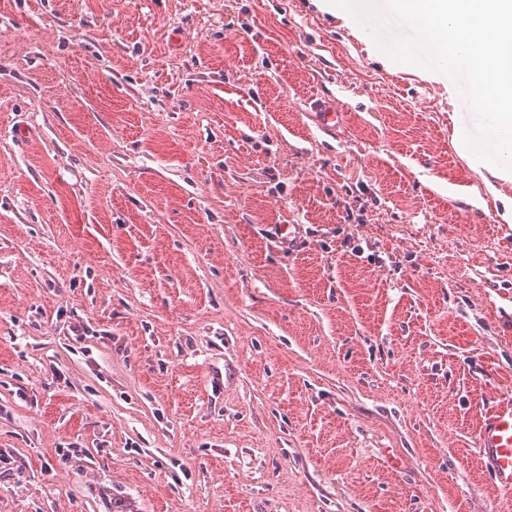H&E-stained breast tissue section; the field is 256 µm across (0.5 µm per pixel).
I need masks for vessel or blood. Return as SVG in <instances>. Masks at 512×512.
Wrapping results in <instances>:
<instances>
[{
    "label": "vessel or blood",
    "mask_w": 512,
    "mask_h": 512,
    "mask_svg": "<svg viewBox=\"0 0 512 512\" xmlns=\"http://www.w3.org/2000/svg\"><path fill=\"white\" fill-rule=\"evenodd\" d=\"M318 122L325 130L340 126L342 113L336 106L314 98L309 102ZM478 446L485 465L495 482L512 488V398H501L490 408L478 432Z\"/></svg>",
    "instance_id": "obj_1"
}]
</instances>
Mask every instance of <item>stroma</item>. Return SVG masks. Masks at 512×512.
Here are the masks:
<instances>
[{
	"instance_id": "35a3bbf8",
	"label": "stroma",
	"mask_w": 512,
	"mask_h": 512,
	"mask_svg": "<svg viewBox=\"0 0 512 512\" xmlns=\"http://www.w3.org/2000/svg\"><path fill=\"white\" fill-rule=\"evenodd\" d=\"M466 123L322 0H0V512H512ZM308 105L312 112L317 113L318 122L323 129L334 131L342 124L343 115L336 106L317 98L311 99ZM478 446L495 482L512 488V398L503 397L490 408L478 432Z\"/></svg>"
}]
</instances>
